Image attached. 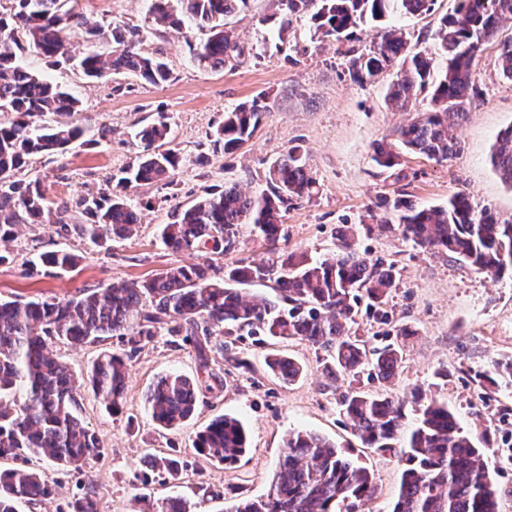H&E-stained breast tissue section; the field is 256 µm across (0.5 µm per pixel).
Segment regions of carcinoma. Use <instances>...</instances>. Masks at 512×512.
<instances>
[{
  "label": "carcinoma",
  "mask_w": 512,
  "mask_h": 512,
  "mask_svg": "<svg viewBox=\"0 0 512 512\" xmlns=\"http://www.w3.org/2000/svg\"><path fill=\"white\" fill-rule=\"evenodd\" d=\"M154 24L188 39L191 58L213 71L235 68L244 57L226 18L247 0H149ZM290 14L310 16L315 33L342 45L364 23L384 26L370 45L344 50L349 76L357 84L373 82L394 70L386 97L405 112L418 95L430 97V108L401 127L395 139L374 148L381 168L400 165L401 152L415 151L446 160L460 150L452 134L477 95L474 62L481 46L498 41L499 67L512 82V36L497 39L512 22V0H458L454 14L444 16L434 34L433 49H413L402 29L386 26L394 15L422 16L435 0H277ZM71 0H0V241L15 237L23 224H59L61 229L94 243L130 237L138 224V205L128 190L140 184H170L180 158L161 151L170 132L163 114L141 127L135 139L142 148L136 165L124 171L111 196H83L75 201L46 198L38 179H14L32 157L62 154L85 130L73 121L42 125L46 113L72 116L80 101L65 87L29 72L17 51L53 62H73L91 80L127 73L150 85L170 80L171 70L159 57L141 52L137 27L107 28L70 6ZM83 28L85 46L79 54L67 49L69 29ZM208 31L205 40L189 41L192 29ZM24 35L19 40L18 34ZM112 44L104 55L96 46ZM273 102L258 95L224 112L213 144L224 155L237 153L254 135ZM492 164L512 184V126L501 131ZM317 190L307 158L293 146L271 163L266 188L251 194L237 185L207 192L164 225L163 245L176 252L199 251L220 256L235 249L244 224L263 239H279L284 220L296 201ZM389 218L378 228L400 232L422 249L446 252L477 270L500 277L512 270V222L488 208L474 207L463 193L444 206L419 208L404 195L387 198ZM338 252L314 259L305 252L285 257L241 260L212 277L208 263L172 265L149 278L108 287L83 288L67 298L27 302L0 299V457L19 461L0 470V512H17L16 504L51 496L55 482L26 466L31 455L52 460L60 469H81L99 452V441L77 415L80 389L88 386L113 414L122 410L127 362L143 343L162 332L181 336L194 346L200 367L209 353H230L243 336L301 340L324 353L323 373L337 382L351 378L341 394V413L351 434L365 448L387 452L404 448L405 465L391 512H500L499 490L483 459L486 449L475 444L448 405L434 399L413 400L415 425L405 427V402L389 390L404 361L406 340L416 335L396 329L397 342L373 346L352 334L356 317L365 311L389 323L383 306L399 283L394 262L367 257L355 241V229L341 227ZM43 266L58 272L74 270L79 256L61 247L39 256ZM272 284L276 296L249 293L246 287ZM122 339L128 350L106 352L85 375L71 371L54 345ZM268 370L292 383L303 373L294 359L278 354L266 358ZM376 382L370 392L354 386L360 378ZM22 392V402L8 401ZM213 391L206 379L192 381L177 374L160 378L148 391L152 420L165 430L189 420L200 395ZM194 447L226 466L240 462L249 448L241 422L229 415L213 419L200 430ZM151 471L162 481L175 480L183 468L173 455L155 456ZM378 488L365 467L353 465L329 440L307 432L288 435L267 495L234 503L230 512H354L356 503L375 498ZM63 512H98L91 491L68 500Z\"/></svg>",
  "instance_id": "cac0c4a2"
}]
</instances>
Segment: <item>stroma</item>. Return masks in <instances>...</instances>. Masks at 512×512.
Instances as JSON below:
<instances>
[{"mask_svg":"<svg viewBox=\"0 0 512 512\" xmlns=\"http://www.w3.org/2000/svg\"><path fill=\"white\" fill-rule=\"evenodd\" d=\"M88 17L104 25L123 23L143 31L140 48L163 57L171 81L152 86L119 73L101 81L87 80L76 69L51 65L26 53L23 63L69 89L81 101L75 117L86 144H73L61 155L35 156L18 172L21 180L40 178L48 200H74L108 193L139 152L135 131L166 115L169 149L180 163L168 185H144L135 191L139 226L131 237L103 246L56 224H25L0 252V297L28 301L66 297L83 288L107 287L150 277L175 265L191 263V255L168 250L160 240L164 224L176 213L224 185L243 192L264 188L269 165L289 147H301L318 191L290 209L277 248L305 250L321 257L336 248V231L344 224H361L369 217L384 219L385 198L401 191L422 206L447 204L450 196L466 194L474 206L491 208L500 218H512V186L504 183L491 163L495 138L512 126V83L503 80L496 44H484L477 58L478 94L468 113L453 129L460 149L448 160L436 161L403 153L402 180L378 167L375 145L392 138L411 120L386 99L390 74L375 82L354 83L339 44L315 36L308 18L286 16L275 0H248L228 25L245 47L244 61L232 69L210 71L192 60L181 35L155 30L146 0H79ZM457 0H435L430 13L398 19L412 47L430 48L443 16L453 14ZM268 94L275 105L252 139L239 153L225 156L211 135L223 122L225 110ZM108 135L91 145L99 129ZM359 248L370 257L393 260L400 281L385 309L391 324L360 314L358 336L380 344L390 327L408 326L414 335L405 348L401 374L391 385L395 395L414 388L448 404L459 424L471 434H486V455L496 477L501 512H512V464L498 469L497 449L512 447V277L494 279L445 253L427 251L400 235L360 234ZM65 247L80 255L70 272H50L36 265L43 252ZM251 365L242 371L218 351L209 355L215 391L200 399L193 417L176 431H162L152 422L145 396L159 377L178 373L194 378L202 370L194 348L181 337L160 334L146 342L128 362L123 410L108 412L90 390L79 397V415L96 434L101 452L78 470H60L47 460L32 459L33 468L56 480L54 495L36 504L22 503L18 512H59L64 501L85 489L95 491L100 512H132L137 496L161 504L167 498L187 500L190 512H219L237 495H265L270 487L284 441L290 431L309 430L325 436L346 458L367 467L378 486L375 500L358 512H389L403 465L399 452L377 453L351 436L340 413L339 388L321 373L322 353L304 341L281 343L246 337L236 344ZM272 353L295 359L302 377L282 382L266 368ZM495 374L498 385L482 397L476 373ZM222 414L241 420L250 436L247 455L224 467L192 445L196 432ZM173 454L184 462L178 480L166 485L151 479V456Z\"/></svg>","mask_w":512,"mask_h":512,"instance_id":"35a3bbf8","label":"stroma"}]
</instances>
